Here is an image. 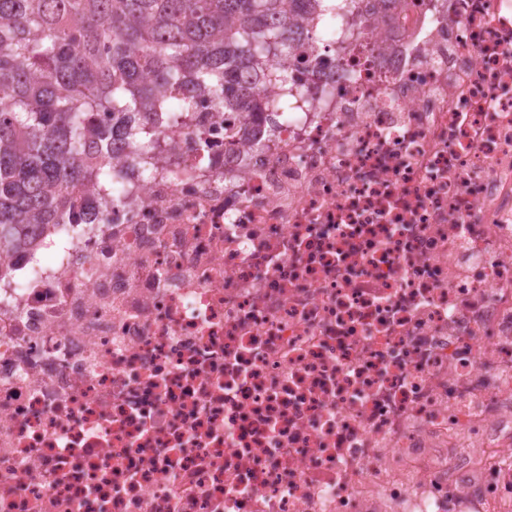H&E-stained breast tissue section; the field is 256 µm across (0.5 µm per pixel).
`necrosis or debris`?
<instances>
[{"label":"necrosis or debris","instance_id":"obj_1","mask_svg":"<svg viewBox=\"0 0 512 512\" xmlns=\"http://www.w3.org/2000/svg\"><path fill=\"white\" fill-rule=\"evenodd\" d=\"M312 27L0 255V512H512V0Z\"/></svg>","mask_w":512,"mask_h":512}]
</instances>
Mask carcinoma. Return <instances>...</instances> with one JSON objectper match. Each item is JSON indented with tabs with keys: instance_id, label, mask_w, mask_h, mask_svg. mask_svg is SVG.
I'll return each mask as SVG.
<instances>
[{
	"instance_id": "carcinoma-1",
	"label": "carcinoma",
	"mask_w": 512,
	"mask_h": 512,
	"mask_svg": "<svg viewBox=\"0 0 512 512\" xmlns=\"http://www.w3.org/2000/svg\"><path fill=\"white\" fill-rule=\"evenodd\" d=\"M357 0H0V254L32 248L34 225L64 213L82 224L74 194L110 198L112 161L158 135L164 89L196 92L222 110L264 111V85L288 88L282 57L304 42L299 22ZM263 84L244 73L256 65Z\"/></svg>"
}]
</instances>
